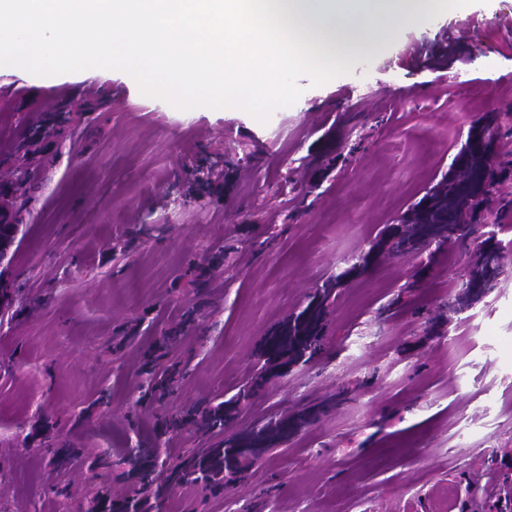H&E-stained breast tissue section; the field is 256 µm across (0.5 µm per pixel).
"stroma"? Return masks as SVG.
<instances>
[{
    "mask_svg": "<svg viewBox=\"0 0 512 512\" xmlns=\"http://www.w3.org/2000/svg\"><path fill=\"white\" fill-rule=\"evenodd\" d=\"M508 20L512 0H476L400 23L264 124L176 109L120 70L0 66V150L60 105L104 107L0 272V512H66L53 490L88 485L84 452L218 402L224 484L178 485L166 512H512ZM217 252L222 270L175 289ZM187 302L175 392L138 402L143 353Z\"/></svg>",
    "mask_w": 512,
    "mask_h": 512,
    "instance_id": "35a3bbf8",
    "label": "stroma"
}]
</instances>
